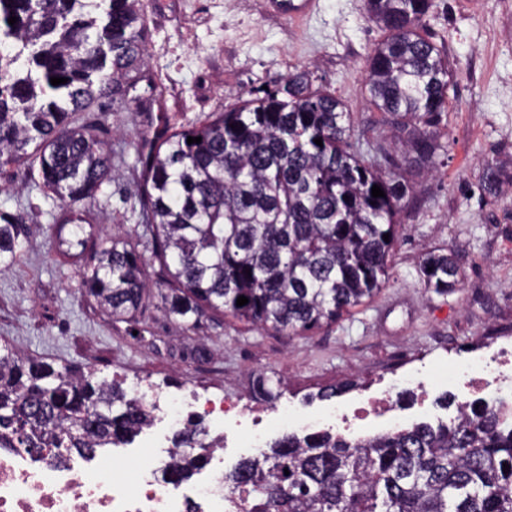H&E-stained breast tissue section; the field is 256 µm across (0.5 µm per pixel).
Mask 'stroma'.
Wrapping results in <instances>:
<instances>
[{
  "instance_id": "obj_1",
  "label": "stroma",
  "mask_w": 512,
  "mask_h": 512,
  "mask_svg": "<svg viewBox=\"0 0 512 512\" xmlns=\"http://www.w3.org/2000/svg\"><path fill=\"white\" fill-rule=\"evenodd\" d=\"M149 66L137 110L103 106L75 124L99 122L119 162L103 207L87 220L104 238L139 222L138 157L168 126H187L263 96L290 66L308 67L316 84L340 98L368 136L383 130L369 102L365 59L382 31L367 20L365 0H320L303 22L268 14L264 0H141ZM426 30L454 69L455 92L443 123L448 155L423 179L419 210L404 218L392 278L371 302L336 324L299 335L262 332L225 317L185 330L150 308L132 322H112L77 288L74 268L56 251L49 227L59 202L30 166L0 174V211L40 230L21 257L0 269V349L49 363L94 367L126 391L200 393L254 405L253 382H282L278 405L320 415L396 385L422 368L441 385L425 412L402 390V427L447 421L456 412L444 384L455 364L512 344V193L478 191L482 166L512 158V0H433ZM444 247L462 259L460 288L439 295L423 287L418 262ZM204 341L206 360L192 347ZM343 392L323 400L322 389Z\"/></svg>"
}]
</instances>
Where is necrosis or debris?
Segmentation results:
<instances>
[{"mask_svg":"<svg viewBox=\"0 0 512 512\" xmlns=\"http://www.w3.org/2000/svg\"><path fill=\"white\" fill-rule=\"evenodd\" d=\"M457 399L501 398L512 392V348H498L482 365H461L457 372ZM207 414L224 427V445L236 447L240 440L259 443L267 426L280 425L298 431L320 426L361 435L364 426L381 419L398 422V407L391 391L351 407H338L323 417L300 416L289 408H274L249 414L233 403L203 400ZM144 451H128L138 466L125 476L105 477L98 462L72 458L52 465L16 451H0V512H184L188 499H195L200 512H211L218 497V476L201 479L192 487L160 477L167 461L155 452L154 439H146Z\"/></svg>","mask_w":512,"mask_h":512,"instance_id":"1","label":"necrosis or debris"}]
</instances>
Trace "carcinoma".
I'll list each match as a JSON object with an SVG mask.
<instances>
[{"label":"carcinoma","mask_w":512,"mask_h":512,"mask_svg":"<svg viewBox=\"0 0 512 512\" xmlns=\"http://www.w3.org/2000/svg\"><path fill=\"white\" fill-rule=\"evenodd\" d=\"M139 2L0 0V168L37 161L61 202L50 231L73 260L78 290L114 321L135 319L158 297L165 315L192 320V329L230 315L294 334L372 299L389 281L397 225L420 207L412 180L448 155L440 124L454 82L425 30L432 0H366L368 21L386 33L365 62L386 135L366 137L336 95L294 66L263 97L158 135L139 158L140 223L101 239L86 230L82 208L100 204L118 170L99 128L77 126L73 115L103 99L138 101ZM375 185L385 196L372 197ZM479 189L493 199L511 191L512 163L486 162ZM34 232L23 216L0 212V263H14ZM154 262L155 291L146 281ZM418 272L439 295L461 282L447 249L428 252ZM240 296L248 303L236 305ZM255 393L280 396L262 375ZM150 424L137 398L90 366L56 370L0 353V449L46 448L44 458L58 463L124 445ZM204 460L178 447L169 475L186 480ZM244 489L249 512L273 502L280 512H512V426L482 409L368 439L285 434L224 476V500Z\"/></svg>","instance_id":"obj_1"}]
</instances>
